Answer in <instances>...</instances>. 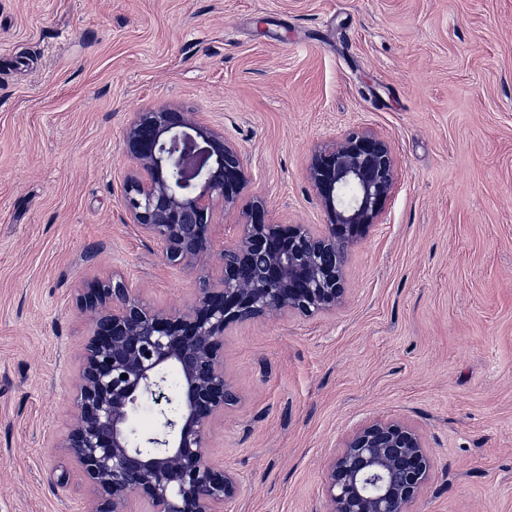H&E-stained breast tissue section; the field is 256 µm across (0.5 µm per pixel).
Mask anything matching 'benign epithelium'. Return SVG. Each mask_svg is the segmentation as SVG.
I'll return each mask as SVG.
<instances>
[{"instance_id":"1","label":"benign epithelium","mask_w":512,"mask_h":512,"mask_svg":"<svg viewBox=\"0 0 512 512\" xmlns=\"http://www.w3.org/2000/svg\"><path fill=\"white\" fill-rule=\"evenodd\" d=\"M135 173L123 203L133 222L163 247L172 265L203 269L213 248L217 208L235 210L245 182L237 147L192 112H140L124 134ZM309 179L328 223L279 224L255 201L224 243L217 276L196 282L184 309L144 303L122 277L78 288L88 325L81 350L76 420L59 443L90 486L86 512H225L241 492L236 474L213 463L217 416L237 402L224 373V332L242 320L342 305L347 248L377 223L398 179L388 141L349 131L315 150ZM181 381L167 393V370ZM163 399L160 428L138 434L130 418L145 399ZM431 458L419 429L373 421L354 429L327 464L326 512H408L427 483Z\"/></svg>"}]
</instances>
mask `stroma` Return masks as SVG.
Listing matches in <instances>:
<instances>
[{
  "instance_id": "stroma-1",
  "label": "stroma",
  "mask_w": 512,
  "mask_h": 512,
  "mask_svg": "<svg viewBox=\"0 0 512 512\" xmlns=\"http://www.w3.org/2000/svg\"><path fill=\"white\" fill-rule=\"evenodd\" d=\"M160 106L224 130L239 210L281 224L326 223L306 168L328 138L371 128L399 167L341 309L224 335L240 401L209 446L242 481L231 512H325L328 460L377 419L431 451L409 512H512V0H0V512L87 508L57 447L82 280L193 300L197 270L122 202L125 129Z\"/></svg>"
}]
</instances>
